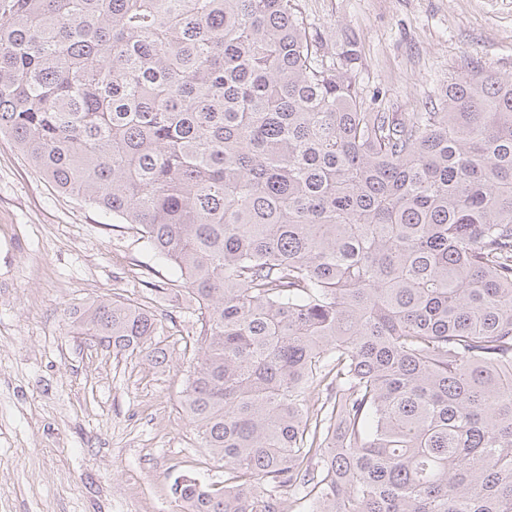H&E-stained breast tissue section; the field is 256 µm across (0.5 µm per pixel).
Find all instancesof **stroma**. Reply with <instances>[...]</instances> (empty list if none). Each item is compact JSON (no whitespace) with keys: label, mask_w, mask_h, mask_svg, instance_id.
<instances>
[{"label":"stroma","mask_w":512,"mask_h":512,"mask_svg":"<svg viewBox=\"0 0 512 512\" xmlns=\"http://www.w3.org/2000/svg\"><path fill=\"white\" fill-rule=\"evenodd\" d=\"M327 60L354 50L383 112H426L471 68L512 72V0H298ZM178 271L126 225L60 193L0 137V512H183L181 476L223 485L180 402L195 331ZM115 295L150 306L166 359L72 327Z\"/></svg>","instance_id":"obj_1"}]
</instances>
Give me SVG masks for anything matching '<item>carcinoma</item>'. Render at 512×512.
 Here are the masks:
<instances>
[{"instance_id":"cac0c4a2","label":"carcinoma","mask_w":512,"mask_h":512,"mask_svg":"<svg viewBox=\"0 0 512 512\" xmlns=\"http://www.w3.org/2000/svg\"><path fill=\"white\" fill-rule=\"evenodd\" d=\"M318 52L296 0H0V135L178 269L190 512H512V73L379 112Z\"/></svg>"}]
</instances>
